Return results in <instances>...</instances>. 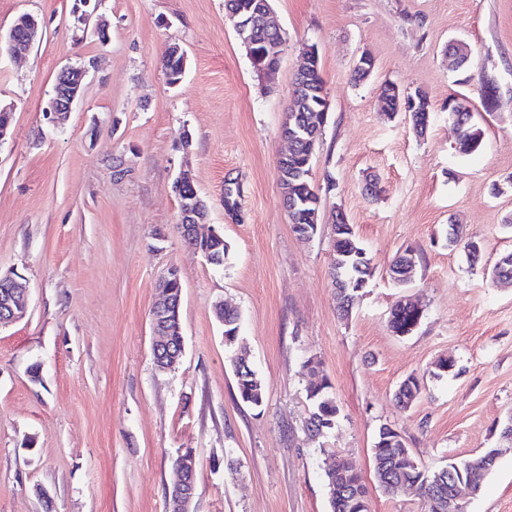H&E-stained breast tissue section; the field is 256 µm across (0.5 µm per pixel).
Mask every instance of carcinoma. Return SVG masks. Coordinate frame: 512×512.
I'll use <instances>...</instances> for the list:
<instances>
[{
    "mask_svg": "<svg viewBox=\"0 0 512 512\" xmlns=\"http://www.w3.org/2000/svg\"><path fill=\"white\" fill-rule=\"evenodd\" d=\"M240 40H249L262 47L267 42H276L280 38V29L259 20L238 32ZM304 88L297 90L298 96L293 98L291 124L299 125L310 133H315L322 125L320 119L319 95L313 90L324 85L321 70L310 72ZM448 112L458 126L460 135L467 138L468 152L476 151L482 143V130L476 126L473 114L463 100L451 97L448 99ZM316 145L304 135L295 141L293 157L287 166L282 168L279 186L283 204L288 212L290 223L298 233L316 232L318 225V197L314 193L307 173L309 157L313 156ZM336 252L333 253L332 282L347 284V295L351 300L338 302L339 314L343 318L351 314L356 289L366 283L372 276L370 258L366 249L356 237L349 224L334 225ZM224 343L231 349L230 363L236 380V389L242 402L253 407L263 404L265 394L261 381L250 367L245 357L233 350L238 341L239 322L241 315L235 308L224 306ZM330 384L326 379L313 382L308 386V399L311 402L309 430L316 436L332 430L336 423L339 409L329 392ZM421 394L419 380L415 376L407 377L395 393L397 405L402 409L411 407ZM376 476L380 483L395 489L406 483L417 484V491L424 501H429L437 491L448 492V486L467 478L461 475L453 465L436 472H428L421 465H412L416 458L405 444L394 448H382L374 452ZM325 484L328 491L330 512H362L366 509L365 497L367 488L362 476L354 471L347 459L336 456L334 467L325 471Z\"/></svg>",
    "mask_w": 512,
    "mask_h": 512,
    "instance_id": "1",
    "label": "carcinoma"
}]
</instances>
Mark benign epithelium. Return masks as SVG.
Here are the masks:
<instances>
[{
	"label": "benign epithelium",
	"mask_w": 512,
	"mask_h": 512,
	"mask_svg": "<svg viewBox=\"0 0 512 512\" xmlns=\"http://www.w3.org/2000/svg\"><path fill=\"white\" fill-rule=\"evenodd\" d=\"M249 13V19L260 18L272 20L274 15L269 0H248L238 12L230 13L235 18L242 12ZM23 30L11 27L7 33H0V52L5 50L11 55L28 52L36 42L41 22L33 15L24 16ZM285 40L270 43L263 49L248 50L252 67L261 75L275 71L284 54ZM88 68L84 65H67L57 75L53 94L50 98L45 116L56 127L64 125L73 105L83 96L85 77ZM192 183L187 171H182L174 182V191L179 196L181 221L186 226V236L197 242L191 249L202 255L208 263L215 262L210 244L224 242V237L216 230L207 234L199 232L201 222L197 218V202L187 201L182 197L184 187ZM160 302L153 307L151 314L152 352L155 366L160 370H170L179 364L184 354V338H179L177 350L169 347L170 337L167 326L171 318L179 317L181 308V286L178 270L170 268L158 283ZM30 306L29 290L12 272L0 274V325H7L23 318ZM197 452L193 448H183L174 460L176 480L168 490V512H191V504L196 495L194 475L196 470ZM475 496L471 483L456 485L448 493V499H440L433 503L436 512H465L466 497Z\"/></svg>",
	"instance_id": "benign-epithelium-1"
}]
</instances>
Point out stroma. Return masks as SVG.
Wrapping results in <instances>:
<instances>
[{"instance_id":"35a3bbf8","label":"stroma","mask_w":512,"mask_h":512,"mask_svg":"<svg viewBox=\"0 0 512 512\" xmlns=\"http://www.w3.org/2000/svg\"><path fill=\"white\" fill-rule=\"evenodd\" d=\"M287 37L274 74L252 68L224 0H99L78 22L73 0H0V32L23 14L43 32L26 58L0 55V103L12 105L0 146V272L27 283L31 305L0 326V512H167L180 449L199 453L194 512H330L325 467L347 457L369 512H425L412 491L374 477L380 427L395 429L434 472L495 448L496 467L466 512H512V286L492 277L512 252V0H271ZM109 23L107 39L95 33ZM467 44V67L448 46ZM187 56L178 86L161 57ZM318 53L330 107L311 161L318 231L300 239L285 211L280 130L305 47ZM371 76L353 84L355 60ZM88 65L65 129L43 109L58 71ZM426 93L424 136L388 118L379 86ZM466 100L483 144L460 153L448 100ZM191 164L208 223L230 246L224 267L189 250L173 183ZM378 178L379 196L364 184ZM241 195L224 205V184ZM343 212L373 275L340 318L330 279L331 216ZM457 225L477 260L448 241ZM416 266L399 284L397 252ZM182 284L184 354L152 360L155 287ZM408 296L423 306L407 336L389 327ZM241 313L238 343L265 399L242 403L213 307ZM455 368L438 373L439 358ZM339 409L311 437L306 359ZM416 376L421 395L399 409ZM421 386L415 376L407 377L398 387L395 393V400L401 409L410 408L419 398Z\"/></svg>"}]
</instances>
